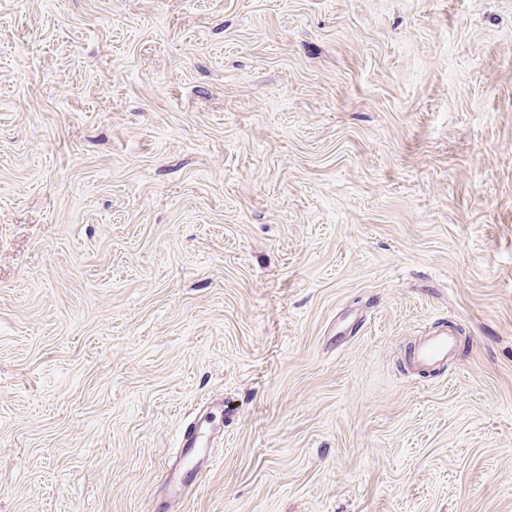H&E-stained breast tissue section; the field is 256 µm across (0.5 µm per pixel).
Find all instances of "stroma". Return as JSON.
Masks as SVG:
<instances>
[{
  "instance_id": "obj_1",
  "label": "stroma",
  "mask_w": 512,
  "mask_h": 512,
  "mask_svg": "<svg viewBox=\"0 0 512 512\" xmlns=\"http://www.w3.org/2000/svg\"><path fill=\"white\" fill-rule=\"evenodd\" d=\"M0 512H512V0H0ZM442 327L445 328L437 329L429 336H424L414 346L409 359L414 370L448 364V360L454 356L458 337L455 332L448 330V326L442 325ZM206 409V410H205ZM203 409V414L192 423L190 427H186L181 440L182 453L185 457H191L194 462V468L191 472L185 471L184 468H171L167 475L169 483L170 497L172 499L180 498L194 482L198 474L211 467L212 456L210 450L200 447L202 438L204 437L203 427L209 422L205 417V412L212 414L215 407H207Z\"/></svg>"
}]
</instances>
